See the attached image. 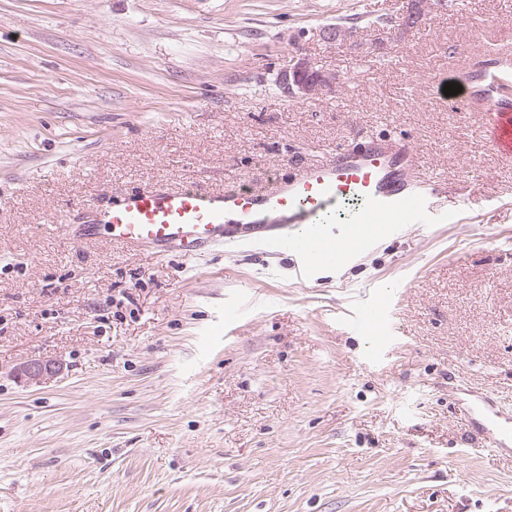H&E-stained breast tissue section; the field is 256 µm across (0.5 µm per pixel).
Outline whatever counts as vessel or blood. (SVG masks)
<instances>
[{
	"label": "vessel or blood",
	"instance_id": "1",
	"mask_svg": "<svg viewBox=\"0 0 512 512\" xmlns=\"http://www.w3.org/2000/svg\"><path fill=\"white\" fill-rule=\"evenodd\" d=\"M512 70L486 73L477 89L484 99L485 134L502 156L512 157V102L497 91ZM422 162L403 138L368 137L364 145L341 146L299 173L273 179L263 191L232 183L214 193L189 186L173 190L150 185L116 203H92L94 221L77 228L51 225L52 233L83 238L107 235L133 251L154 255L177 252L188 259L208 250L244 245L265 254L295 257L300 276L318 267H336L370 249L378 236L410 224L431 223L436 213L453 215L471 182L420 178ZM359 208L347 224L325 223V214L349 199ZM469 414L482 431L483 446L503 451L512 426L485 399L472 400Z\"/></svg>",
	"mask_w": 512,
	"mask_h": 512
}]
</instances>
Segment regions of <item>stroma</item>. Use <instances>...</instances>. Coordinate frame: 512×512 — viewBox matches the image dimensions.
Listing matches in <instances>:
<instances>
[{
	"instance_id": "obj_1",
	"label": "stroma",
	"mask_w": 512,
	"mask_h": 512,
	"mask_svg": "<svg viewBox=\"0 0 512 512\" xmlns=\"http://www.w3.org/2000/svg\"><path fill=\"white\" fill-rule=\"evenodd\" d=\"M0 0V512H512V160L435 101L512 51V0ZM344 23L353 41L323 36ZM336 78L313 99L291 56ZM401 136L479 199L299 280L243 246L186 261L64 240L94 199L253 189ZM385 307L376 332L352 327ZM61 371L20 378L32 359ZM280 77L287 93L303 99L319 97L336 86L334 76L316 70L308 58L297 54L292 56ZM469 414L480 426L482 431L481 440L483 447L494 453H499L507 448L511 438L512 425L509 429L507 421L491 406L487 399H475L470 402Z\"/></svg>"
}]
</instances>
